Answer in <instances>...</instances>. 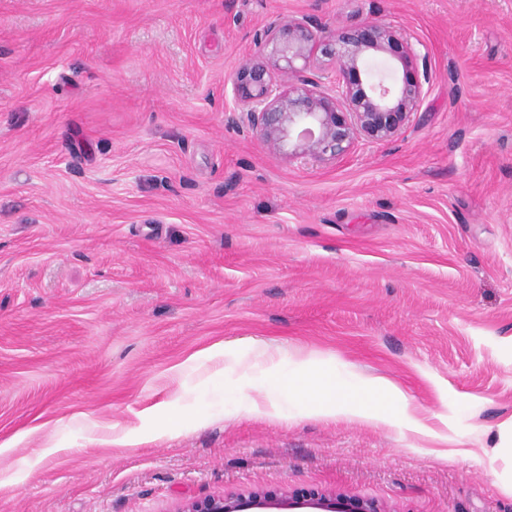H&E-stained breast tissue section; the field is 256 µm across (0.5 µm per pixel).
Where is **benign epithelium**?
<instances>
[{"instance_id":"7a95c632","label":"benign epithelium","mask_w":512,"mask_h":512,"mask_svg":"<svg viewBox=\"0 0 512 512\" xmlns=\"http://www.w3.org/2000/svg\"><path fill=\"white\" fill-rule=\"evenodd\" d=\"M257 56L231 76L238 112L259 142L288 159H336L362 137L382 141L396 136L417 112L429 83L426 56L401 30L368 22L326 30L306 19L276 17L256 36ZM389 53L403 67L396 75L374 79L360 63L365 54ZM336 63L330 87L307 76L317 55ZM423 63L422 75L408 71ZM381 512L369 501L352 502L327 494L308 498L286 492L230 494L195 502L188 512Z\"/></svg>"}]
</instances>
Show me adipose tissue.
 Listing matches in <instances>:
<instances>
[{
	"label": "adipose tissue",
	"instance_id": "adipose-tissue-1",
	"mask_svg": "<svg viewBox=\"0 0 512 512\" xmlns=\"http://www.w3.org/2000/svg\"><path fill=\"white\" fill-rule=\"evenodd\" d=\"M277 396L257 394L250 399L252 413L276 418L281 414L280 398H299L309 416H346L363 421H390L391 408L403 402L401 391L382 378H364L346 384L334 373L308 357L298 361L295 373H276Z\"/></svg>",
	"mask_w": 512,
	"mask_h": 512
}]
</instances>
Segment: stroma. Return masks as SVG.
<instances>
[{
	"instance_id": "obj_1",
	"label": "stroma",
	"mask_w": 512,
	"mask_h": 512,
	"mask_svg": "<svg viewBox=\"0 0 512 512\" xmlns=\"http://www.w3.org/2000/svg\"><path fill=\"white\" fill-rule=\"evenodd\" d=\"M278 15L405 30L419 111L264 147L230 77ZM259 348L388 379L430 436L251 415ZM511 432L512 0H0V512H512ZM313 509L311 512H381L376 504L369 501L352 502L347 498L317 494L309 498L291 496L288 492L272 495L266 492H252L248 495H225L191 504L188 512H286L292 509ZM254 509V510H251Z\"/></svg>"
}]
</instances>
